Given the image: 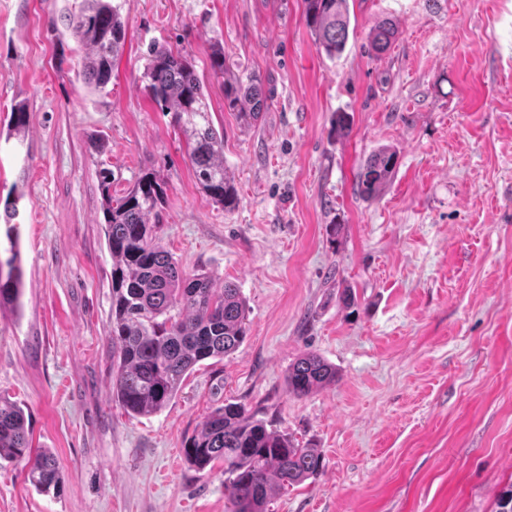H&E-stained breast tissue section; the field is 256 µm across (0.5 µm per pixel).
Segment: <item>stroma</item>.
<instances>
[{
    "mask_svg": "<svg viewBox=\"0 0 512 512\" xmlns=\"http://www.w3.org/2000/svg\"><path fill=\"white\" fill-rule=\"evenodd\" d=\"M122 3L125 48L92 93L83 49L48 30L74 0H0V209L16 205L22 268L20 308L0 306V394L26 406L34 450L62 477L46 495L0 464V512H228L223 466L183 454L228 402L322 456L270 512H492L512 484V0H352L334 59L302 0ZM384 21L397 35L376 56L368 33ZM151 44L191 55L234 209L200 190L149 98ZM216 44L273 90L256 127L224 108ZM19 102L28 123L12 136ZM385 147L396 173L362 199L355 175ZM102 167L115 195L157 171L164 246L248 306L240 347L198 364L149 416L112 399ZM307 351L339 381L297 398L288 367Z\"/></svg>",
    "mask_w": 512,
    "mask_h": 512,
    "instance_id": "1",
    "label": "stroma"
}]
</instances>
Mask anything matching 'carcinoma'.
Masks as SVG:
<instances>
[{"label": "carcinoma", "mask_w": 512, "mask_h": 512, "mask_svg": "<svg viewBox=\"0 0 512 512\" xmlns=\"http://www.w3.org/2000/svg\"><path fill=\"white\" fill-rule=\"evenodd\" d=\"M304 19L325 55L334 59L347 45L349 0H303ZM63 24L84 49L82 71L86 85L104 91L112 81V68L127 38L121 5L115 0H79L77 10L50 19L59 32ZM396 36L388 22L369 33V50L385 52ZM211 75L224 88V108L250 127L270 107L262 80L245 79L226 63L224 48L209 54ZM144 78L151 99L171 115L174 127L186 137L187 156L202 191L216 204L231 208L239 201L234 180L224 168V136L214 128L204 84L193 62L181 51L152 46L147 53ZM28 123L27 107L15 105L10 130L19 133ZM396 152L381 149L364 162L356 175L355 190L364 199L378 197L392 180ZM105 197L104 223L112 256V331L117 369L112 399L128 412L157 413L176 396L183 378L207 359H224L246 338V300L232 282L214 288L212 274L188 273L162 245L151 218L158 215L166 194L165 182L155 172L139 175L133 186L112 199V172L99 170ZM15 212L5 211L9 256L0 259V306L19 304L22 271L17 248L18 228L10 223ZM339 381L336 367L319 354H302L288 368V393L305 397ZM186 458L203 469L213 462L224 465V496L230 512H268L281 490L317 474L321 456L302 448L264 420L237 403L214 410L187 441ZM24 464L34 488L49 494L60 488L61 477L52 454L33 453L28 418L22 406L0 396V461Z\"/></svg>", "instance_id": "cac0c4a2"}]
</instances>
